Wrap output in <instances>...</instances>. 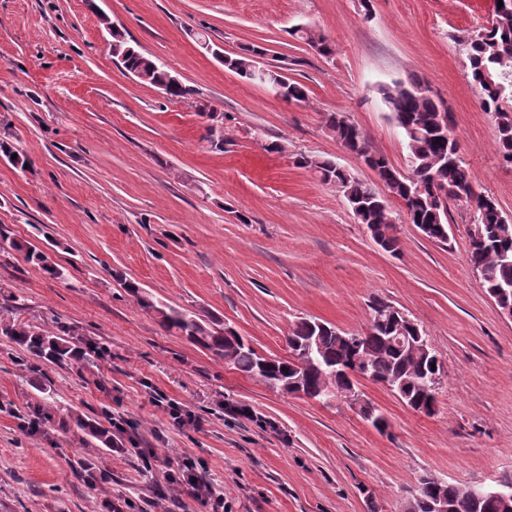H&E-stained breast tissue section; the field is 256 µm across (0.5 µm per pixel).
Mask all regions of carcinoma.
Here are the masks:
<instances>
[{
  "label": "carcinoma",
  "instance_id": "obj_1",
  "mask_svg": "<svg viewBox=\"0 0 512 512\" xmlns=\"http://www.w3.org/2000/svg\"><path fill=\"white\" fill-rule=\"evenodd\" d=\"M102 24L111 31L112 57L133 76L145 84L164 90L173 99H185L195 90L177 84L172 74L152 58L130 45L121 32L111 25L107 16H100ZM292 34L304 38L321 55L328 56L332 47L326 38L312 35L303 27H296ZM468 61L471 83L480 92L482 111L490 115L497 127L498 150L504 162L512 165V12L494 13L490 25L473 32L463 41ZM205 50L220 63L239 76L262 85H278L284 101H302L306 88L282 72V67L264 65L257 61L261 51L246 48L235 58L224 56L221 48L208 44ZM263 73H258V69ZM423 86L411 79L379 89L389 116L401 128L409 151L411 174L401 173L383 155L366 150L365 135L354 124H348L340 112L325 115V127L347 152L362 159L375 173L388 195L401 199L408 206L406 215L412 224L429 226V238L435 242L448 241V206L434 207L428 202L431 184L435 181L467 190L475 183V175L463 157L443 165L439 157L449 154L448 139L440 137L441 105L433 98L421 95ZM441 141H436V138ZM0 154L11 163L27 167L29 159L6 140L0 142ZM301 165L310 168L322 181L336 184L345 197L354 216L372 232L393 229L390 223L387 199L374 183L357 177L331 159H303ZM473 205L474 223L481 225L485 241L480 244L470 240L468 264L482 271L481 282L494 301L505 300L512 304V221L496 201L489 196L467 200ZM0 241L24 253L26 262L49 275L60 278L63 271L51 263L49 257L34 245H19L0 229ZM125 288L140 306L158 314L160 324L168 332L187 337L192 343L210 351L214 356L229 361L235 369L249 374L267 386L284 380L297 381L310 389L332 385L339 392L349 390L350 380L342 374L329 379L326 373L344 366H367L373 372L374 382L390 384L407 404L428 402L427 389L431 380H441L442 365L426 336L421 342L426 349L401 347L391 337L403 329L413 335L399 311L376 299L370 306L371 318L367 334L350 333L346 336L329 322L318 323L316 318H303L296 322L288 334V349L292 357L302 359L303 343L311 337L320 340V354L315 366L296 369L291 360H277L266 371L258 370L259 357L248 339L240 336L230 326L211 316L207 319L184 313L182 308L164 306L142 294V289L131 281ZM66 330L57 331L46 325L36 326L16 319H0V334L8 337L26 355L42 362L63 364L74 361L81 367L93 366L91 351L78 343L62 337ZM87 435L110 448L114 443L112 430L99 423H81ZM417 494L425 501L443 498L448 501V512H512V498L486 494L480 498L472 495L470 487L453 483L436 484L420 480Z\"/></svg>",
  "mask_w": 512,
  "mask_h": 512
}]
</instances>
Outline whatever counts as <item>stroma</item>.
<instances>
[{
	"label": "stroma",
	"instance_id": "1",
	"mask_svg": "<svg viewBox=\"0 0 512 512\" xmlns=\"http://www.w3.org/2000/svg\"><path fill=\"white\" fill-rule=\"evenodd\" d=\"M0 0V140L32 161L0 158V227L64 269L53 278L0 250V308L64 325L101 349L95 371L68 363L21 369L0 335V512H104L168 486L134 455L81 430L111 414L136 448L206 463L232 512H404L421 477L488 483L512 470V319L467 262L471 207L449 205V241L426 239L389 198L400 248L378 247L335 184L301 158H330L375 175L324 126L343 112L374 152L409 172L401 129L379 89L416 79L447 106L479 194L512 216V166L480 108L461 41L487 25L495 0ZM195 89L174 101L113 58L101 19ZM303 26L333 47L321 56L291 36ZM231 56L264 52L306 88L288 103L216 61L194 32ZM203 101L223 113L215 147ZM277 150H270V143ZM213 315L261 352L287 356L301 317L364 331L372 299L428 336L445 377L434 414L383 385L365 397L380 432L344 401L322 404L268 388L167 332L124 287ZM47 386L42 398L36 384ZM175 400L196 425L173 424ZM244 405L259 427L230 415ZM92 462L99 485L85 479Z\"/></svg>",
	"mask_w": 512,
	"mask_h": 512
}]
</instances>
